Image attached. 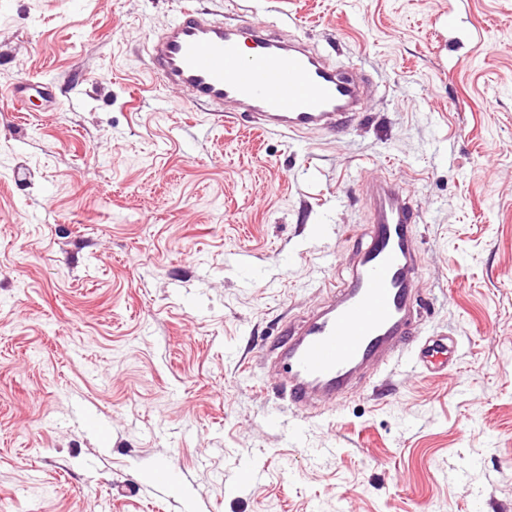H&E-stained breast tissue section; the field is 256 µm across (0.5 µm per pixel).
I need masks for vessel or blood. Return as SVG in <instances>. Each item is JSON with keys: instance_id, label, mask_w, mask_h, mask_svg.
<instances>
[{"instance_id": "vessel-or-blood-1", "label": "vessel or blood", "mask_w": 512, "mask_h": 512, "mask_svg": "<svg viewBox=\"0 0 512 512\" xmlns=\"http://www.w3.org/2000/svg\"><path fill=\"white\" fill-rule=\"evenodd\" d=\"M245 52L242 32L185 0L153 42L160 81L190 103L235 104L265 130L303 134L343 126L363 104L359 87L311 49L257 32ZM368 244L353 254L352 276L330 304L277 345L279 386L289 402L335 404L363 367L409 344L419 316L412 281L419 253L416 216L398 183L372 185Z\"/></svg>"}]
</instances>
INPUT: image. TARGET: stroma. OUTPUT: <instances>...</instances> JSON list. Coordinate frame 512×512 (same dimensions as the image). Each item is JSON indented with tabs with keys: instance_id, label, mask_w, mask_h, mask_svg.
I'll return each mask as SVG.
<instances>
[{
	"instance_id": "obj_1",
	"label": "stroma",
	"mask_w": 512,
	"mask_h": 512,
	"mask_svg": "<svg viewBox=\"0 0 512 512\" xmlns=\"http://www.w3.org/2000/svg\"><path fill=\"white\" fill-rule=\"evenodd\" d=\"M178 5L0 0V512H512V0H196L365 82L304 135L153 88ZM384 174L453 354L311 414L263 359L349 278Z\"/></svg>"
}]
</instances>
